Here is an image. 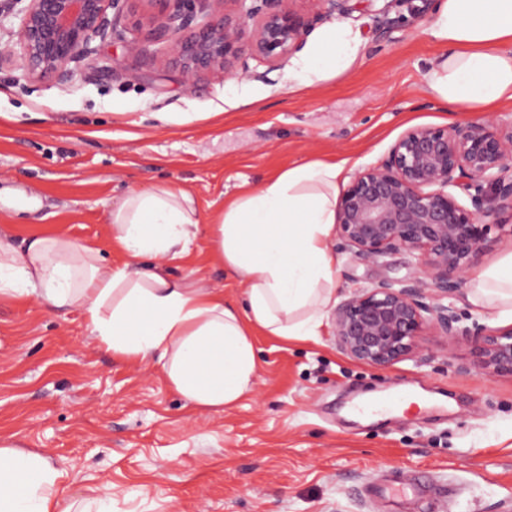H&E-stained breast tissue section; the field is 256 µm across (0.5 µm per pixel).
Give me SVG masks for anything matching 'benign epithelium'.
<instances>
[{"label": "benign epithelium", "mask_w": 512, "mask_h": 512, "mask_svg": "<svg viewBox=\"0 0 512 512\" xmlns=\"http://www.w3.org/2000/svg\"><path fill=\"white\" fill-rule=\"evenodd\" d=\"M145 3L141 12L120 3ZM27 0L18 41L21 65L40 79L64 82L71 65L94 53L92 42L115 30L127 12L136 59L149 44L168 43L187 80L206 72L251 76L246 58L279 63L299 51L314 23L342 18L350 0H316L313 16L293 0ZM463 192L467 200L460 199ZM512 210V122L416 126L405 130L375 165L357 170L336 205L340 248L378 261L405 253L410 275L361 288L333 311L336 348L354 361L389 369L418 354L416 336L430 324L470 343L480 373L512 375V327L495 333L468 324L455 308L466 277L490 242L494 216Z\"/></svg>", "instance_id": "benign-epithelium-1"}]
</instances>
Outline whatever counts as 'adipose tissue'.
<instances>
[{
    "mask_svg": "<svg viewBox=\"0 0 512 512\" xmlns=\"http://www.w3.org/2000/svg\"><path fill=\"white\" fill-rule=\"evenodd\" d=\"M427 33L444 49L429 76L437 98L475 112L512 100V0H435ZM361 43L344 23L316 33L293 67L296 86L351 71ZM342 176V166L307 161L225 198L210 226L212 244L217 261L245 283L243 305L151 266L187 253L201 222L191 194L171 185L130 192L112 209L110 243L128 257L118 266L69 237H37L21 250L0 237V301L27 296L51 309H79L113 356L154 363L187 402L223 411L253 389L252 328L285 339L321 334L336 302L329 242ZM467 299L512 317V252L471 277ZM68 477L40 453L0 442V512H109V492L94 506L80 504Z\"/></svg>",
    "mask_w": 512,
    "mask_h": 512,
    "instance_id": "obj_1",
    "label": "adipose tissue"
}]
</instances>
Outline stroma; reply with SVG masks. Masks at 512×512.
Returning <instances> with one entry per match:
<instances>
[{
  "label": "stroma",
  "mask_w": 512,
  "mask_h": 512,
  "mask_svg": "<svg viewBox=\"0 0 512 512\" xmlns=\"http://www.w3.org/2000/svg\"><path fill=\"white\" fill-rule=\"evenodd\" d=\"M391 39L374 35L380 9ZM357 67L304 90L292 62L249 59L250 78L205 73L187 82L154 44L120 68L126 41L94 42L69 81L38 80L0 64V230L14 245L63 234L108 244L109 214L132 190L177 185L203 218L172 275L242 303L244 286L212 252L207 218L241 181L257 183L313 158L346 172L377 164L406 129L487 116L429 93L442 54L409 0H355ZM336 297L409 275L412 258L377 264L337 251ZM334 324L317 340L254 331V389L215 412L175 392L159 366L112 356L80 310L21 298L0 302V440L68 468L73 498L112 488V512H512V377L473 369L471 345L429 327L419 357L377 370L337 350ZM419 391L429 407L364 423L354 399ZM457 492L448 499L369 494L383 470Z\"/></svg>",
  "instance_id": "1"
}]
</instances>
